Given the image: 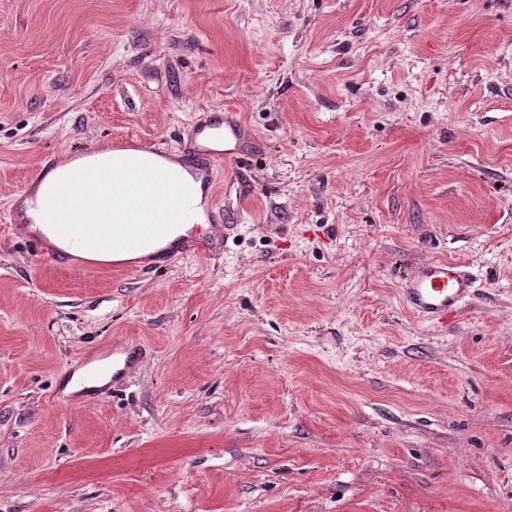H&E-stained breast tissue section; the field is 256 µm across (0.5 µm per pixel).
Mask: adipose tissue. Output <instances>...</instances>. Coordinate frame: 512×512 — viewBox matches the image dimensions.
Returning a JSON list of instances; mask_svg holds the SVG:
<instances>
[{
  "label": "adipose tissue",
  "instance_id": "obj_1",
  "mask_svg": "<svg viewBox=\"0 0 512 512\" xmlns=\"http://www.w3.org/2000/svg\"><path fill=\"white\" fill-rule=\"evenodd\" d=\"M21 207L31 230L57 223L106 231L115 224H170L183 234L206 220L202 179L175 159L99 149L49 169Z\"/></svg>",
  "mask_w": 512,
  "mask_h": 512
}]
</instances>
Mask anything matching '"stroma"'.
<instances>
[{
  "label": "stroma",
  "instance_id": "obj_1",
  "mask_svg": "<svg viewBox=\"0 0 512 512\" xmlns=\"http://www.w3.org/2000/svg\"><path fill=\"white\" fill-rule=\"evenodd\" d=\"M228 96L262 150L221 252L11 227L38 166ZM436 259L445 325L400 297ZM128 338L120 390H56ZM0 512H512V0H0ZM473 281L460 265L432 260L415 268L404 279L400 293L404 304L423 320L448 319L468 297Z\"/></svg>",
  "mask_w": 512,
  "mask_h": 512
}]
</instances>
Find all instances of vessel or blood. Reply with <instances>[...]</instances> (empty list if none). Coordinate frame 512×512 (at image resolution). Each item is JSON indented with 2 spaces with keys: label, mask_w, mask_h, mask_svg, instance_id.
I'll use <instances>...</instances> for the list:
<instances>
[{
  "label": "vessel or blood",
  "mask_w": 512,
  "mask_h": 512,
  "mask_svg": "<svg viewBox=\"0 0 512 512\" xmlns=\"http://www.w3.org/2000/svg\"><path fill=\"white\" fill-rule=\"evenodd\" d=\"M223 138L224 147L214 150L205 146L206 138ZM252 134L240 117L234 101H225L223 107L211 109L209 116L194 125L190 139H177L188 160L204 172H214L223 165L242 166L255 157L251 147ZM228 225L217 223L208 235L187 234L172 236L166 224H116L111 235L97 232L75 231L72 225L58 224L57 236L69 241L70 250L86 248L104 249L111 244H134L150 250L153 264H161L188 255H204L211 251L214 242L224 239ZM473 281L464 274L459 264L447 260H432L415 268L404 279L400 293L404 304L424 320H447L468 297ZM143 349L134 341L116 342L112 345L111 366H99L98 374H111L113 383L124 381L141 363Z\"/></svg>",
  "instance_id": "b4317fda"
}]
</instances>
